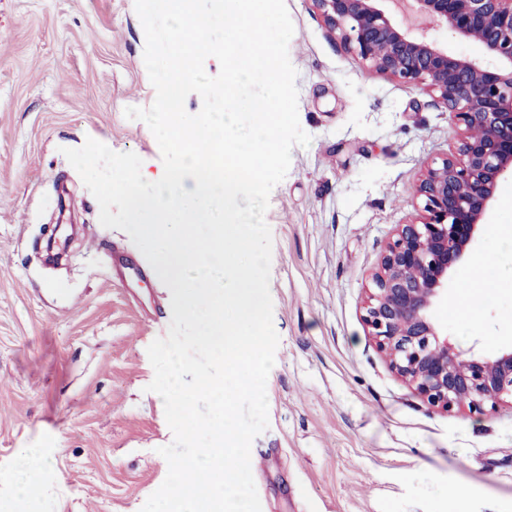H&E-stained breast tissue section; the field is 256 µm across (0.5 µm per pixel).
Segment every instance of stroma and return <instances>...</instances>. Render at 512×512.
Here are the masks:
<instances>
[{"label": "stroma", "mask_w": 512, "mask_h": 512, "mask_svg": "<svg viewBox=\"0 0 512 512\" xmlns=\"http://www.w3.org/2000/svg\"><path fill=\"white\" fill-rule=\"evenodd\" d=\"M298 116L269 198L280 341L267 429L251 446L262 512H512V407L429 408L389 369L361 304L423 167L449 152V113L362 67L311 0H286ZM135 0H0V504L9 512H140L171 444L147 349L171 293L63 154L94 138L163 170L130 106L155 100ZM494 256L478 327L455 302ZM436 316L461 348L512 345V178Z\"/></svg>", "instance_id": "1"}]
</instances>
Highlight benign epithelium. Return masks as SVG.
<instances>
[{"mask_svg":"<svg viewBox=\"0 0 512 512\" xmlns=\"http://www.w3.org/2000/svg\"><path fill=\"white\" fill-rule=\"evenodd\" d=\"M312 2L369 71L431 91L459 135L421 174L419 207L380 257L363 302L367 333L390 370L431 408L484 414L512 404V346L464 350L435 318L448 278L473 251L488 207L512 176V0ZM389 2L479 44L489 63L451 53L397 21Z\"/></svg>","mask_w":512,"mask_h":512,"instance_id":"obj_1","label":"benign epithelium"}]
</instances>
